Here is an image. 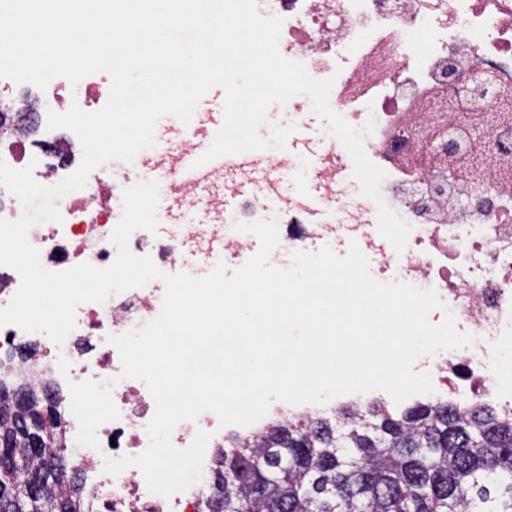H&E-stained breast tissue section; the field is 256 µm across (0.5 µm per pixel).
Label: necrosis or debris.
Returning a JSON list of instances; mask_svg holds the SVG:
<instances>
[{
  "label": "necrosis or debris",
  "mask_w": 512,
  "mask_h": 512,
  "mask_svg": "<svg viewBox=\"0 0 512 512\" xmlns=\"http://www.w3.org/2000/svg\"><path fill=\"white\" fill-rule=\"evenodd\" d=\"M259 3L261 15L284 20L279 50L285 58L304 63L314 78L335 77L332 108L356 127L375 120L366 150L387 174L385 201L413 226L407 250L396 253L380 235L376 204L361 196L350 155L328 134L322 135L310 164L304 155L286 157L266 149L240 154L232 173H208L210 221L191 223L197 190L181 180L182 161L185 153L201 150L216 136L209 115L197 112L181 130L182 150L158 142L132 162L94 169L83 189L60 200L62 223L33 226L28 239L38 248L42 266L51 272L84 262L109 267L116 258L110 236L122 215V190L139 182H158L157 217L169 230L164 237L134 231L129 248L151 256L164 272L183 266L200 277L220 262L231 269L241 266L251 257L256 237L235 230V223L275 215L279 244L270 256L274 266H289L300 249L327 246L342 256L354 242L368 258L375 280L435 288L444 305L429 313V322L439 324L446 311H453L457 329L474 335L475 342L421 357L416 371L430 375L436 392L447 390L470 401L493 397L512 411V179L500 168L512 163V0ZM480 69L490 71L493 80L474 109L498 118L478 145L460 121L462 106L454 90ZM101 81L96 73L84 77V94L77 100L66 78L50 82L40 94L46 108L38 112L34 128L43 132L45 145L35 149L29 143L31 131L13 120L28 99L19 94L17 83L0 78V104L6 105L9 119L0 132V159L15 169L32 167L34 179L44 186L73 173L81 163V143L69 130H48L47 113L66 112L74 103L87 112L100 110L106 103ZM480 152L500 164L472 172L485 190L463 205L458 184L424 162L428 156L467 158ZM298 172L305 177L301 189L293 183ZM257 173L265 177L262 193H242V185ZM164 292V284L154 280L105 302L79 305L75 328L60 347L44 334L0 326V368L31 383L50 380L59 396L66 445L78 450L96 512H200L203 483L164 497L148 490L137 468L116 476L104 471L105 458L145 451L146 427L155 412L145 383L120 379V356L107 337L154 319ZM25 344L34 348L26 359L18 353ZM62 356L70 362L65 375L57 368ZM114 376L119 379L113 389L119 419L98 427L100 449L77 447L69 381ZM201 430L212 435L205 456L213 458L224 445V430L212 412L178 423L172 442L186 448Z\"/></svg>",
  "instance_id": "obj_1"
}]
</instances>
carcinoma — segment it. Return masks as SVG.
<instances>
[{
  "label": "carcinoma",
  "mask_w": 512,
  "mask_h": 512,
  "mask_svg": "<svg viewBox=\"0 0 512 512\" xmlns=\"http://www.w3.org/2000/svg\"><path fill=\"white\" fill-rule=\"evenodd\" d=\"M0 385V512H89L81 471L56 444L58 413L30 453L25 424L45 399L20 402ZM223 496L203 512H512V413L446 400L401 412L346 407L271 425L217 451Z\"/></svg>",
  "instance_id": "1"
}]
</instances>
